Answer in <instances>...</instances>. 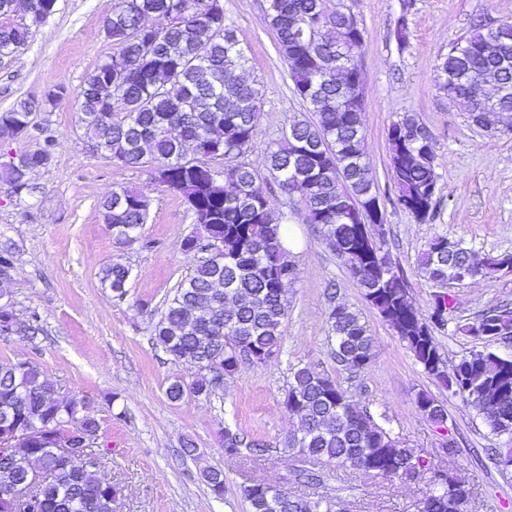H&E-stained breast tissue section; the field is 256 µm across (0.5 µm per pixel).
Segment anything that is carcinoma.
Listing matches in <instances>:
<instances>
[{"label":"carcinoma","instance_id":"cac0c4a2","mask_svg":"<svg viewBox=\"0 0 512 512\" xmlns=\"http://www.w3.org/2000/svg\"><path fill=\"white\" fill-rule=\"evenodd\" d=\"M58 0H26L27 17L0 24V58L27 48L32 29L57 11ZM158 24L149 26L146 19ZM263 21L277 38L289 70L293 93L315 116L297 120L271 147L270 176L280 193L291 196L298 180L313 178L314 188L302 201L322 243L335 252L367 301L404 340L423 370L460 396L480 415L490 432L512 440V357L488 348L472 350L447 368L434 330L448 327L453 300L436 296L428 317L415 307L403 280L393 271L384 239L369 242L359 224L336 212L338 202L370 204L376 195L365 175L361 116L349 111L341 74L312 75L294 51L297 29L327 27L318 44L320 55L336 64V39L363 36L350 18L326 15L323 0H267ZM473 23L461 35L466 51L448 52L440 70L444 86L457 84V102L471 122L482 126L477 94L486 93V73L496 72L512 88V37L503 38L498 53L486 56L483 45L512 33V18ZM112 54L76 92L64 86L48 91L42 104L52 107L75 99L90 152L115 164L148 174L169 173L164 182L178 194L196 225L181 242L202 243L210 235L224 237V257L197 255L196 263L177 282L153 325L152 339L176 361L197 368L187 383L171 382L166 397L178 402L187 395L210 398L224 391L241 362H266L279 354L288 318L285 287L295 276L284 247V214L275 211L267 187L249 164L241 161L257 134L262 91L244 82L239 70L247 62L234 27L226 22L222 0H120L109 16ZM33 102L23 99L0 112V140L8 144L31 127ZM392 173L398 205L419 219L430 215L436 187V155L426 129L406 117L388 128ZM53 135L39 149L0 163V183L19 197L29 192V175L52 161ZM430 151L429 161L418 155ZM150 203L140 192L114 186L98 201L102 221L120 244L138 241ZM14 251L0 243V299L11 296ZM472 266L469 278L512 272V254L473 260L461 240L438 234L426 245L421 270L439 287L457 269ZM130 268L111 263L100 282L114 298L128 294ZM328 334L335 339L334 358L349 370L365 369L374 357V339L355 312L329 296ZM42 331L33 313L21 317L12 306H0V337L32 339ZM455 331L480 341L512 337V307L489 309ZM420 412L445 426L441 401L421 393ZM283 404L300 421L284 447L303 463L297 475L307 484L318 481L314 466L349 465L403 482L425 476L435 491L420 512H448V501L472 496V489L450 469L429 464L358 409L328 374L307 364L291 375ZM100 423L76 396L63 398L29 359L0 363V512H115L120 490L98 474L106 451L100 448ZM224 453L257 460L269 448L259 440L224 428ZM201 478L217 498L224 496V472L209 468ZM242 494L250 512H337L336 502H314L252 479Z\"/></svg>","mask_w":512,"mask_h":512}]
</instances>
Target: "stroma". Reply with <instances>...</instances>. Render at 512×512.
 <instances>
[{"label": "stroma", "mask_w": 512, "mask_h": 512, "mask_svg": "<svg viewBox=\"0 0 512 512\" xmlns=\"http://www.w3.org/2000/svg\"><path fill=\"white\" fill-rule=\"evenodd\" d=\"M117 2L58 0L57 12L33 28L28 47L0 59V111L19 98H42L58 85L79 88L112 52L103 23ZM223 5L249 58L244 75L264 95L246 160L265 179L270 147L308 112L291 91L275 34L262 22L265 0H223ZM324 5L330 12L350 9L363 30L364 152L384 211L385 248L417 308L430 315L437 289L418 259L431 238L464 240L480 256L512 253V130L490 133L473 125L438 78L441 59L470 23L486 15L512 17V0H324ZM401 24L406 36L400 40L395 30ZM407 115L430 132L436 152V203L423 221L395 203L387 133ZM46 129L56 137L54 157L50 166L32 173V191L16 198L0 187V241L17 252L11 301L17 314L38 313L44 332L31 342L0 337V362L32 360L61 396L88 402L100 423V443L110 451L103 474L121 488L118 512H248L241 488L252 477L311 501L334 498L339 512H418L431 491L424 480L403 482L346 466L321 467L316 484L296 480L298 460L284 441L298 422L283 399L292 369L307 363L318 365L357 407L426 459L440 461L443 442L454 436L459 448L451 464L475 490L465 512H512V477L501 475L489 458L490 449L506 447V439L490 434L469 405L424 372L340 258L305 223L299 201L276 188L271 199L286 216L292 239L288 258L296 268L286 287L281 353L264 363L241 364L223 395L169 401L168 384L192 380L196 369L153 345V312L192 264L180 249L192 229L191 216L146 172L93 156L74 103L37 112L28 134L11 142L8 152L38 149ZM115 185L134 188L151 202L141 240L130 246L114 242L97 208ZM147 240L154 248H144ZM113 262L132 270L122 301L100 282L101 269ZM332 284L338 303L358 313L375 338V355L363 372H350L333 357L335 343L325 324ZM447 293L454 308L448 328L435 337L451 365L482 346L454 333L453 323L512 305V273L455 282ZM423 392L447 406L446 426L418 411L416 399ZM225 427L262 440L269 453L254 462L225 455L220 442ZM187 438L197 445L192 459L181 455ZM209 467L224 471L223 498H214L201 479V470Z\"/></svg>", "instance_id": "35a3bbf8"}]
</instances>
